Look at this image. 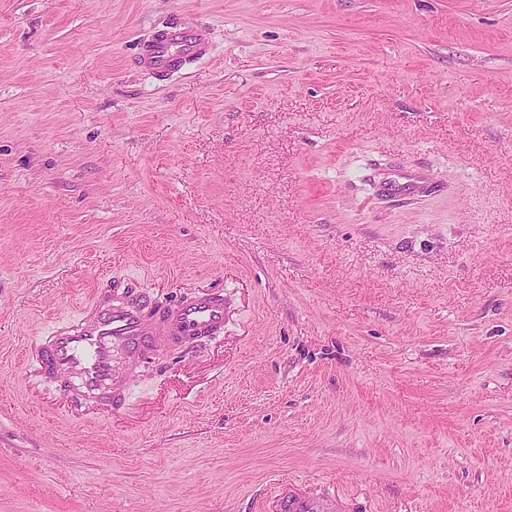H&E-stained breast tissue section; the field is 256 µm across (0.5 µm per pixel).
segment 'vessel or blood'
Segmentation results:
<instances>
[{"label": "vessel or blood", "instance_id": "obj_1", "mask_svg": "<svg viewBox=\"0 0 512 512\" xmlns=\"http://www.w3.org/2000/svg\"><path fill=\"white\" fill-rule=\"evenodd\" d=\"M205 49L200 32L177 28L147 46L141 62L165 71L179 64L180 54ZM226 304L219 291L163 303L136 288L116 296L100 289L82 318L53 328L49 340L36 342L35 358L46 376L64 381L75 405L105 399L118 412L126 405L133 367L164 348L220 332ZM277 507L279 512H341L342 504L322 494L287 488Z\"/></svg>", "mask_w": 512, "mask_h": 512}]
</instances>
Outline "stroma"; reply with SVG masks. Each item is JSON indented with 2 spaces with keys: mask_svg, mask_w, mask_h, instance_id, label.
Instances as JSON below:
<instances>
[{
  "mask_svg": "<svg viewBox=\"0 0 512 512\" xmlns=\"http://www.w3.org/2000/svg\"><path fill=\"white\" fill-rule=\"evenodd\" d=\"M96 286L232 306L76 412L19 354ZM284 484L512 512V0H0V512ZM205 49L206 42L200 32L175 28L170 32L160 34L151 45L147 46L142 54L141 62L148 68L165 71L180 63V57L176 56V53L200 54Z\"/></svg>",
  "mask_w": 512,
  "mask_h": 512,
  "instance_id": "stroma-1",
  "label": "stroma"
}]
</instances>
